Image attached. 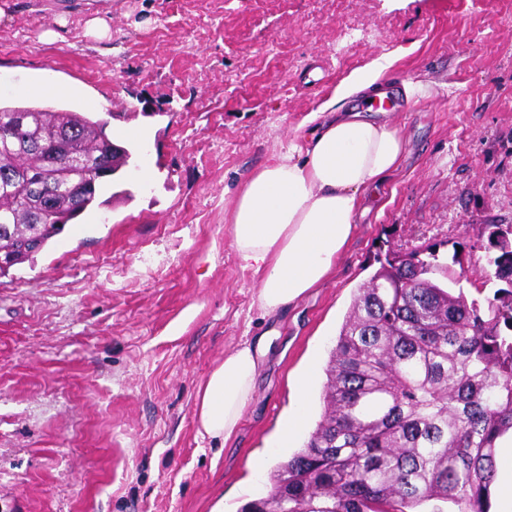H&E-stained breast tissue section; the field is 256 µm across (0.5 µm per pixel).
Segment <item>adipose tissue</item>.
<instances>
[{
    "instance_id": "ef3b65f1",
    "label": "adipose tissue",
    "mask_w": 512,
    "mask_h": 512,
    "mask_svg": "<svg viewBox=\"0 0 512 512\" xmlns=\"http://www.w3.org/2000/svg\"><path fill=\"white\" fill-rule=\"evenodd\" d=\"M302 142L289 144L234 196L231 242L260 276L259 308L271 316L296 304L332 274L354 236L367 193L395 170L405 141L388 122L323 107ZM266 340L242 342L209 374L198 394L197 434L224 445L235 436Z\"/></svg>"
}]
</instances>
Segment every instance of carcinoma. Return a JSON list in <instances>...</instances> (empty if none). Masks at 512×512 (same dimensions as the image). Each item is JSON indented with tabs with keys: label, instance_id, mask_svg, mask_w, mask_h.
Instances as JSON below:
<instances>
[{
	"label": "carcinoma",
	"instance_id": "1",
	"mask_svg": "<svg viewBox=\"0 0 512 512\" xmlns=\"http://www.w3.org/2000/svg\"><path fill=\"white\" fill-rule=\"evenodd\" d=\"M25 124L17 125L19 116ZM106 122L80 112L0 104V253L19 264L96 198L112 152ZM51 206L22 195L29 175ZM489 279L477 301L454 293L437 249L377 255L353 297L326 368L324 410L303 447L241 512H490L499 438L512 430V224H487ZM440 273L443 279L434 278Z\"/></svg>",
	"mask_w": 512,
	"mask_h": 512
}]
</instances>
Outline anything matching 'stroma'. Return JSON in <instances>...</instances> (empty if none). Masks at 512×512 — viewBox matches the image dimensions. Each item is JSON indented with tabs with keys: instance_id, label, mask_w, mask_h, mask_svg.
<instances>
[{
	"instance_id": "obj_1",
	"label": "stroma",
	"mask_w": 512,
	"mask_h": 512,
	"mask_svg": "<svg viewBox=\"0 0 512 512\" xmlns=\"http://www.w3.org/2000/svg\"><path fill=\"white\" fill-rule=\"evenodd\" d=\"M0 103L106 123L128 167L0 277V512H240L323 411L325 369L379 249L466 254L460 287L496 285L484 227L512 224V0H10ZM103 18L108 37L85 33ZM388 55L383 118L399 168L369 199L333 275L262 316L228 230L233 197L300 137L337 86ZM48 78L65 93L48 96ZM422 83L424 96L404 86ZM269 335L222 451L196 435L197 392ZM308 382L307 417L275 435Z\"/></svg>"
}]
</instances>
